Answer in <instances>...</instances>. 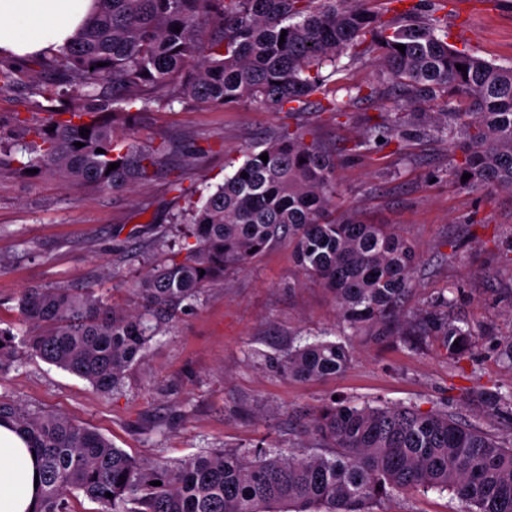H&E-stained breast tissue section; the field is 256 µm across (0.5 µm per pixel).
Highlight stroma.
<instances>
[{
  "mask_svg": "<svg viewBox=\"0 0 512 512\" xmlns=\"http://www.w3.org/2000/svg\"><path fill=\"white\" fill-rule=\"evenodd\" d=\"M446 11L454 45L512 66V0H448ZM50 80L36 62L25 63L17 87L0 94V125L26 112L31 82ZM349 85L381 93L355 100L337 121L313 110L299 118L311 140L339 156L336 210L358 209L364 221L389 225L418 247L422 259L403 308L417 314L451 294L441 314L469 326V353L450 356L437 333L405 341L366 331L353 337V358L341 375L315 382L282 377L277 352L296 335L337 329L340 317L328 289L278 244L207 289L151 341L112 395L37 358L1 376L0 394L93 428L150 464L224 448L313 446L309 421L335 399L446 412L512 444V413L492 411L486 400L512 393V363L503 357L512 347V193L460 188L448 177L447 143L432 137L354 152L395 102L375 57L347 63L329 79L330 96L343 98ZM288 121L250 102L153 105L131 128L145 144L165 139L168 152L154 176L129 191L69 192L50 176L0 173V325L26 330L16 305L32 287L90 288L134 307L139 277L169 258L178 239L169 217L185 201L171 182L210 193L249 148ZM131 128L115 125L120 135ZM461 510L453 493L430 490L391 494L374 512Z\"/></svg>",
  "mask_w": 512,
  "mask_h": 512,
  "instance_id": "35a3bbf8",
  "label": "stroma"
}]
</instances>
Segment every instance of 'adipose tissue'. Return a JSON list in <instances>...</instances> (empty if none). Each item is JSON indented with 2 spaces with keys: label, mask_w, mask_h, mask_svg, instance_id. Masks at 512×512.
I'll return each mask as SVG.
<instances>
[{
  "label": "adipose tissue",
  "mask_w": 512,
  "mask_h": 512,
  "mask_svg": "<svg viewBox=\"0 0 512 512\" xmlns=\"http://www.w3.org/2000/svg\"><path fill=\"white\" fill-rule=\"evenodd\" d=\"M94 9V0H0V54L17 61L68 44ZM33 452L0 425V512H30L38 489Z\"/></svg>",
  "instance_id": "obj_1"
}]
</instances>
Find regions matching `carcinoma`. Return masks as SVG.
Masks as SVG:
<instances>
[{"label": "carcinoma", "instance_id": "carcinoma-1", "mask_svg": "<svg viewBox=\"0 0 512 512\" xmlns=\"http://www.w3.org/2000/svg\"><path fill=\"white\" fill-rule=\"evenodd\" d=\"M437 2L425 11L418 0L385 19L366 8L367 0H96L72 42L39 59L56 82L32 86L33 117L14 118V130L30 138L29 156L21 162L0 144V170L36 169L67 190L130 189L150 179L166 142L142 145L134 131L116 136L107 116L134 121L166 90L169 106L181 99L224 106L249 100L291 118L314 104L336 120L349 102L312 100L325 94L323 68L338 69L346 55L374 54L397 104L443 99L463 108L437 113L440 124L431 130L382 119L369 127L365 149L430 133L448 142L454 180L468 173L467 186L512 191V67L448 44L445 0ZM18 73L0 61V94L18 85ZM63 95L72 102L50 106ZM41 112L48 114L42 121L35 118ZM83 128L90 130L86 138ZM305 136L301 127L284 125L275 140L247 152L203 203L170 217L190 229L169 262L139 280L137 311L117 309L90 289H26L18 308L36 330L18 342L0 328V377L27 355L109 395L202 292L285 242L302 272L332 293L351 335H392L389 323L412 288L417 249L354 212L336 216L337 157ZM112 163L119 167L110 171ZM412 322L403 336L439 328L451 356H463L472 343L469 328L434 312ZM350 360L345 342L319 340L288 346L276 365L287 379L318 381L344 372ZM4 422L39 458L34 512H71L76 492L100 504V512H373L392 491L421 489L452 492L464 512H512V446L445 412L413 406H324L309 425L313 452L224 449L155 465L90 427L0 396Z\"/></svg>", "mask_w": 512, "mask_h": 512}]
</instances>
